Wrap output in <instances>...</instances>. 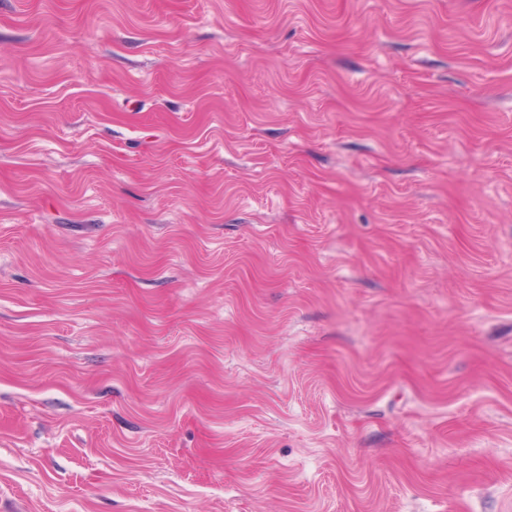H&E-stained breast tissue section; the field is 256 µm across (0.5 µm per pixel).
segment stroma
<instances>
[{
	"label": "stroma",
	"mask_w": 512,
	"mask_h": 512,
	"mask_svg": "<svg viewBox=\"0 0 512 512\" xmlns=\"http://www.w3.org/2000/svg\"><path fill=\"white\" fill-rule=\"evenodd\" d=\"M0 512H512V0H0Z\"/></svg>",
	"instance_id": "obj_1"
}]
</instances>
